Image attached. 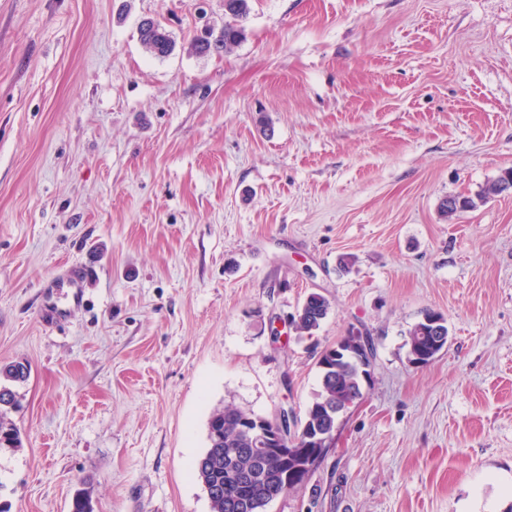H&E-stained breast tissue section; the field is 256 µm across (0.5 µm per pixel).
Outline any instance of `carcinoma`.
Here are the masks:
<instances>
[{
	"label": "carcinoma",
	"mask_w": 512,
	"mask_h": 512,
	"mask_svg": "<svg viewBox=\"0 0 512 512\" xmlns=\"http://www.w3.org/2000/svg\"><path fill=\"white\" fill-rule=\"evenodd\" d=\"M250 13V0H224V29L220 39L211 43L199 41L195 50L208 54L213 50L229 51L244 35L242 22ZM140 41L145 49L157 57L168 56L174 47L170 35L155 22L140 28ZM512 178V170L506 171L495 181L486 185L476 198L452 196L439 204L441 216L450 220L457 213L500 192L499 185ZM330 312L327 298L318 293L308 295L294 315L293 328L298 337H313ZM447 318L436 311L427 310L422 318L409 330V355L413 363L417 357H424V364L431 363L448 343ZM357 340L368 350L369 358L343 354L336 359L318 362L319 386L308 403L304 417L298 420V431L292 447L305 449L308 438L319 433L335 432L340 417L351 406L361 400L363 382L368 380L374 358V346L364 336H345L343 340ZM28 367L22 363L0 367V379L9 382H24L29 377ZM15 404L13 390L0 384V446L17 447L19 432L12 423L5 420L6 410ZM251 413L237 407L226 406L213 412L208 422V447L194 464L197 478L205 489H216L208 496L211 512H265L272 501L281 497L284 470L280 460L273 456H259L253 451V435L241 427V420ZM318 462L294 459L288 470L299 476L304 483ZM73 512H94L90 490L76 489Z\"/></svg>",
	"instance_id": "1"
}]
</instances>
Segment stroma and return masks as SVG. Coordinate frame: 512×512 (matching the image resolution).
Returning <instances> with one entry per match:
<instances>
[{
    "instance_id": "35a3bbf8",
    "label": "stroma",
    "mask_w": 512,
    "mask_h": 512,
    "mask_svg": "<svg viewBox=\"0 0 512 512\" xmlns=\"http://www.w3.org/2000/svg\"><path fill=\"white\" fill-rule=\"evenodd\" d=\"M175 40L142 46L144 20ZM0 0V366L24 362L0 512H210V414H303L318 357L363 397L265 512L512 507V0ZM90 266L80 300L54 287ZM311 293L314 337L289 326ZM448 320L408 357L425 310ZM250 0H224V29L220 39L215 43L199 41L195 50L200 54H208L211 50L224 49L227 52L236 45L244 35L242 22L250 13ZM330 312V303L327 298L318 293L309 294L294 315H292L293 328L299 338L313 337L322 322ZM448 338L447 318L439 312L426 310L422 318L409 330L408 345L411 361L422 366L428 365L447 345ZM418 356H423L424 362H419ZM331 439V436L327 434H323L319 439H315L314 442L316 443V450L315 452L310 456L311 459H316L319 457L322 448H318L320 445L321 447L326 445ZM330 447L323 448V452L321 456L318 458L317 461L313 460L309 462L308 457H306L305 460H299V459H293L289 465H288V471H292L295 474L299 476V481L301 485L305 484L306 480L308 479L310 473L313 471V469L319 464V462L322 460V458L326 455ZM300 467H303L300 469Z\"/></svg>"
}]
</instances>
